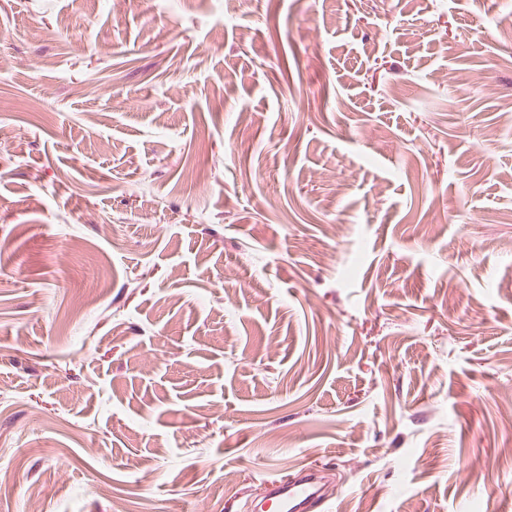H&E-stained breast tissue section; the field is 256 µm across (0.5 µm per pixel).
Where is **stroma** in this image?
<instances>
[{
    "label": "stroma",
    "instance_id": "1",
    "mask_svg": "<svg viewBox=\"0 0 512 512\" xmlns=\"http://www.w3.org/2000/svg\"><path fill=\"white\" fill-rule=\"evenodd\" d=\"M0 130V512H512V0H0ZM279 495L280 512H303L307 511V504L310 506L315 502V495L318 488L315 482L308 476L276 488Z\"/></svg>",
    "mask_w": 512,
    "mask_h": 512
}]
</instances>
